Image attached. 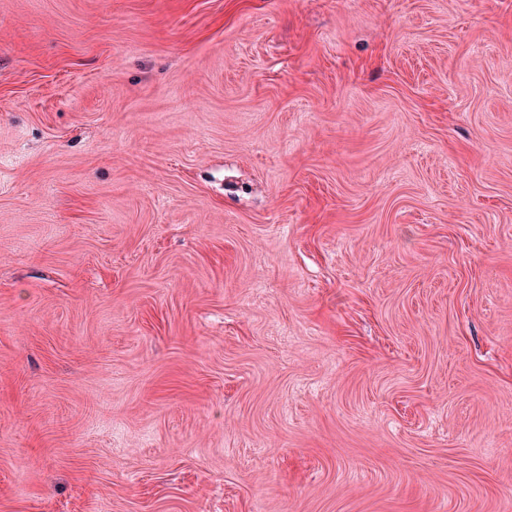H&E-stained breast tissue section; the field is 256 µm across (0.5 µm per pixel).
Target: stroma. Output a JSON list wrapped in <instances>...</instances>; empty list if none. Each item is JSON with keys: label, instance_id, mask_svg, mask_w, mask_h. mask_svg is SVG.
I'll use <instances>...</instances> for the list:
<instances>
[{"label": "stroma", "instance_id": "35a3bbf8", "mask_svg": "<svg viewBox=\"0 0 512 512\" xmlns=\"http://www.w3.org/2000/svg\"><path fill=\"white\" fill-rule=\"evenodd\" d=\"M0 512H512V0H0Z\"/></svg>", "mask_w": 512, "mask_h": 512}]
</instances>
